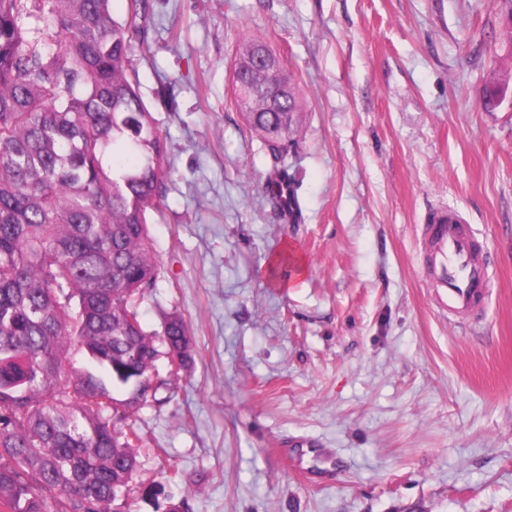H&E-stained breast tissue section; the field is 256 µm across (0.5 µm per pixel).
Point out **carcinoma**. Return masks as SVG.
Here are the masks:
<instances>
[{"mask_svg":"<svg viewBox=\"0 0 512 512\" xmlns=\"http://www.w3.org/2000/svg\"><path fill=\"white\" fill-rule=\"evenodd\" d=\"M27 3L0 0V512H130L138 414L179 378L158 361L191 360L181 316L150 334L138 313L169 168L130 69L141 4L120 21L111 0ZM269 89L252 70L234 94L268 186L295 190L303 104Z\"/></svg>","mask_w":512,"mask_h":512,"instance_id":"carcinoma-1","label":"carcinoma"}]
</instances>
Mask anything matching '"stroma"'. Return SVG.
I'll use <instances>...</instances> for the list:
<instances>
[{
	"label": "stroma",
	"instance_id": "obj_1",
	"mask_svg": "<svg viewBox=\"0 0 512 512\" xmlns=\"http://www.w3.org/2000/svg\"><path fill=\"white\" fill-rule=\"evenodd\" d=\"M242 33L305 104L295 224L266 201L272 158L235 102ZM131 68L170 164L139 312L150 332L181 314L193 347L173 397L139 412L132 512H512L499 0H147ZM440 202L495 268L469 329L432 307L420 272Z\"/></svg>",
	"mask_w": 512,
	"mask_h": 512
}]
</instances>
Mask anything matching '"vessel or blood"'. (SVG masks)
<instances>
[{
  "instance_id": "obj_1",
  "label": "vessel or blood",
  "mask_w": 512,
  "mask_h": 512,
  "mask_svg": "<svg viewBox=\"0 0 512 512\" xmlns=\"http://www.w3.org/2000/svg\"><path fill=\"white\" fill-rule=\"evenodd\" d=\"M421 230L422 276L435 307L449 320L466 318L490 291L488 261L479 258L477 241L457 210L436 207Z\"/></svg>"
}]
</instances>
